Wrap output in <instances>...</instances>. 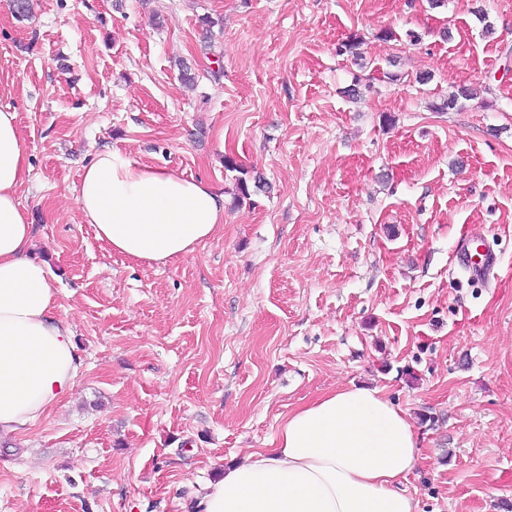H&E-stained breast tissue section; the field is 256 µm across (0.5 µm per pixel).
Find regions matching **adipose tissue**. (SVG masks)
<instances>
[{"instance_id": "ef3b65f1", "label": "adipose tissue", "mask_w": 512, "mask_h": 512, "mask_svg": "<svg viewBox=\"0 0 512 512\" xmlns=\"http://www.w3.org/2000/svg\"><path fill=\"white\" fill-rule=\"evenodd\" d=\"M26 171L17 115L0 109V433L36 424L82 368L47 267L30 257L34 226L17 196ZM77 206L111 251L150 266L194 253L224 222L222 189L109 148L85 167ZM417 448L382 388H338L289 412L275 447L225 465L186 512H419L403 487Z\"/></svg>"}]
</instances>
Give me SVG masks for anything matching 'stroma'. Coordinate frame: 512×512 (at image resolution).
Instances as JSON below:
<instances>
[{
  "instance_id": "obj_1",
  "label": "stroma",
  "mask_w": 512,
  "mask_h": 512,
  "mask_svg": "<svg viewBox=\"0 0 512 512\" xmlns=\"http://www.w3.org/2000/svg\"><path fill=\"white\" fill-rule=\"evenodd\" d=\"M32 3L19 22L0 0V109L83 366L0 435V512H185L288 412L351 385L410 415L419 512H512V0ZM460 84L480 97L432 110ZM106 147L222 188L215 235L166 265L113 253L76 204ZM257 176L270 191L241 197ZM474 225L488 283L453 260Z\"/></svg>"
}]
</instances>
